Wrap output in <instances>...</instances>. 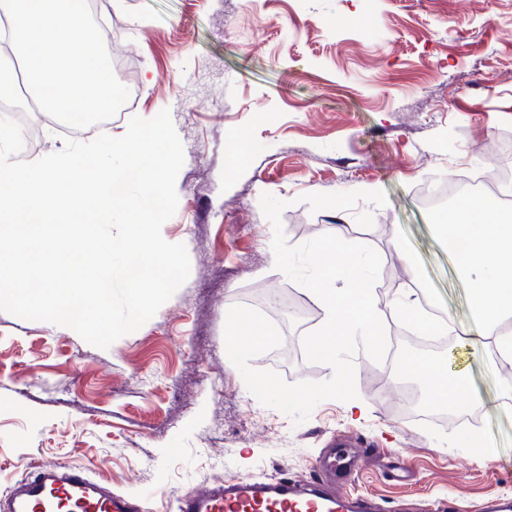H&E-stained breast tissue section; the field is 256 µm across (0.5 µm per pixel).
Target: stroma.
Instances as JSON below:
<instances>
[{"label":"stroma","mask_w":512,"mask_h":512,"mask_svg":"<svg viewBox=\"0 0 512 512\" xmlns=\"http://www.w3.org/2000/svg\"><path fill=\"white\" fill-rule=\"evenodd\" d=\"M104 42L133 66L131 116L169 110L184 148L177 211L163 238L184 244L186 282L138 330L101 349L74 330L0 311V495L33 467L67 464L175 512L192 486L241 477L308 478L321 448L359 434L378 448L349 481L383 512L445 500L484 512L512 498V361L460 347L453 366L472 404L444 402L446 424L403 412L418 374L354 356L364 414L327 399L300 424L251 395L227 357L225 315L264 310L276 290L300 308L288 335L319 328L321 301L274 267L260 207L285 201L289 246L329 233L381 257L373 294L389 311L400 290L476 327L470 290L435 231L444 212L424 182L486 173L512 135V0H105ZM254 368L289 383L332 377L280 350ZM476 433L489 453L469 448Z\"/></svg>","instance_id":"35a3bbf8"}]
</instances>
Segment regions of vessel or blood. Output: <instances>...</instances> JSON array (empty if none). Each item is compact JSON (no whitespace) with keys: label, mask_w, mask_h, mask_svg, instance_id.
Segmentation results:
<instances>
[{"label":"vessel or blood","mask_w":512,"mask_h":512,"mask_svg":"<svg viewBox=\"0 0 512 512\" xmlns=\"http://www.w3.org/2000/svg\"><path fill=\"white\" fill-rule=\"evenodd\" d=\"M350 466L319 465L312 480L272 476L221 480L186 489L177 512H379L378 504L345 491ZM0 512H143L140 501L113 491L79 469L36 468L13 482L0 498Z\"/></svg>","instance_id":"vessel-or-blood-1"}]
</instances>
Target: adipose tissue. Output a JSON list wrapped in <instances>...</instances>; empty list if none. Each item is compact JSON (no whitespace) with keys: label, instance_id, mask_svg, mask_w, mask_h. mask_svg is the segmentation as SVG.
I'll return each instance as SVG.
<instances>
[{"label":"adipose tissue","instance_id":"adipose-tissue-1","mask_svg":"<svg viewBox=\"0 0 512 512\" xmlns=\"http://www.w3.org/2000/svg\"><path fill=\"white\" fill-rule=\"evenodd\" d=\"M448 251L468 282L481 322L497 329L499 353L512 359V331L499 330L503 321L512 318V219L500 217L487 200H468L461 206L455 224L448 227ZM405 368L427 375L432 399H444L452 392L457 403H464L466 380L463 375L449 374L446 363L411 359Z\"/></svg>","mask_w":512,"mask_h":512}]
</instances>
